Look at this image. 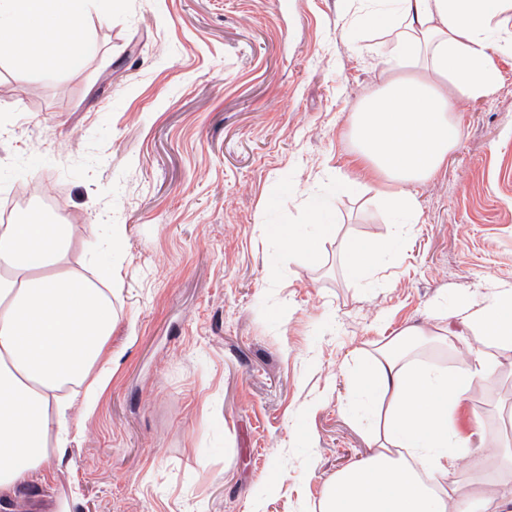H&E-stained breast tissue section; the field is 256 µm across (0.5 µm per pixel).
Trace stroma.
<instances>
[{"instance_id":"stroma-1","label":"stroma","mask_w":512,"mask_h":512,"mask_svg":"<svg viewBox=\"0 0 512 512\" xmlns=\"http://www.w3.org/2000/svg\"><path fill=\"white\" fill-rule=\"evenodd\" d=\"M88 10L81 70L0 47V195L25 171L91 225L69 261L112 289V375L8 512H319L371 452L381 408L352 383L378 349L435 323L464 343L454 307L512 283V55L493 57V96L459 100L460 141L400 229L351 135L383 49L343 38L339 0ZM311 195L339 224L314 258L264 232L307 224ZM382 236L394 253L352 277L344 239ZM508 408L512 376L488 377L455 426L491 454Z\"/></svg>"}]
</instances>
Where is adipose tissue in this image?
Returning <instances> with one entry per match:
<instances>
[{
    "label": "adipose tissue",
    "instance_id": "ef3b65f1",
    "mask_svg": "<svg viewBox=\"0 0 512 512\" xmlns=\"http://www.w3.org/2000/svg\"><path fill=\"white\" fill-rule=\"evenodd\" d=\"M350 27L368 26L387 38L378 90L354 116L352 135L362 168L382 180L397 223L418 217L409 185L442 168L460 138V99L494 94L496 53L512 54V32L501 18L512 0H363ZM87 0H0V32L15 31L23 59L79 69L92 49L83 35ZM310 230L273 224L289 251L318 255L336 226L325 201L310 197ZM88 225L65 220L0 225V502L42 481L52 459L70 443L75 403L67 385L104 389L111 366L104 355L116 315L104 291L68 267L71 245ZM394 249L389 238H354L347 269L362 277ZM457 318L475 338L469 362L443 372L415 359L412 344L455 347L447 329L406 328L389 338L360 388L385 402L384 435L360 464L330 481L320 512H512V449L474 455L454 430L453 416L477 382L512 353V284L479 302L461 303ZM470 460L465 482L448 478L459 457Z\"/></svg>",
    "mask_w": 512,
    "mask_h": 512
}]
</instances>
